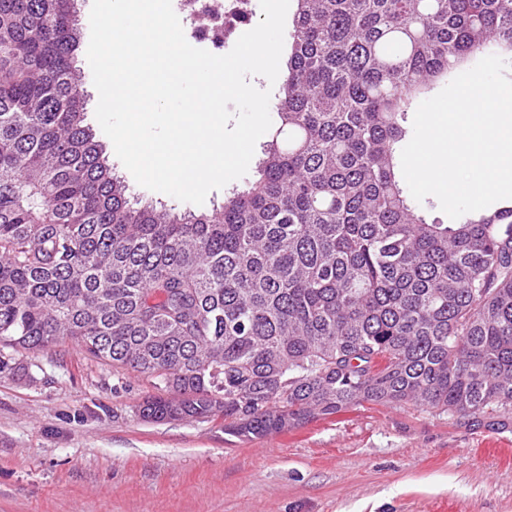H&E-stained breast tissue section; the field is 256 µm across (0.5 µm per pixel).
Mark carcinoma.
I'll list each match as a JSON object with an SVG mask.
<instances>
[{
  "label": "carcinoma",
  "instance_id": "carcinoma-1",
  "mask_svg": "<svg viewBox=\"0 0 512 512\" xmlns=\"http://www.w3.org/2000/svg\"><path fill=\"white\" fill-rule=\"evenodd\" d=\"M80 9L0 0V363L71 341L148 420L238 438L363 403L512 425V205L429 222L396 171L421 90L512 53V0H298L258 179L137 207L84 123Z\"/></svg>",
  "mask_w": 512,
  "mask_h": 512
}]
</instances>
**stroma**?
<instances>
[{
    "label": "stroma",
    "instance_id": "stroma-1",
    "mask_svg": "<svg viewBox=\"0 0 512 512\" xmlns=\"http://www.w3.org/2000/svg\"><path fill=\"white\" fill-rule=\"evenodd\" d=\"M113 171L142 202L210 211ZM73 342L0 369V512H512V428L410 404L351 407L238 439L223 421H152L154 395Z\"/></svg>",
    "mask_w": 512,
    "mask_h": 512
}]
</instances>
